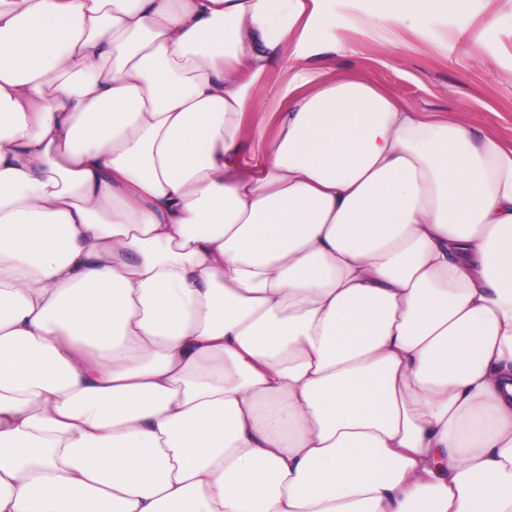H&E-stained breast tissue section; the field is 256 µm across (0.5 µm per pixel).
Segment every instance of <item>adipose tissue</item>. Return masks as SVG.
Wrapping results in <instances>:
<instances>
[{
	"label": "adipose tissue",
	"instance_id": "obj_1",
	"mask_svg": "<svg viewBox=\"0 0 512 512\" xmlns=\"http://www.w3.org/2000/svg\"><path fill=\"white\" fill-rule=\"evenodd\" d=\"M321 2L0 0V512H512V144ZM282 74L273 70L261 85L259 92L251 99L250 108L257 118L267 116L268 112H274L279 106L278 85Z\"/></svg>",
	"mask_w": 512,
	"mask_h": 512
}]
</instances>
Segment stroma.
Listing matches in <instances>:
<instances>
[{
  "label": "stroma",
  "instance_id": "obj_1",
  "mask_svg": "<svg viewBox=\"0 0 512 512\" xmlns=\"http://www.w3.org/2000/svg\"><path fill=\"white\" fill-rule=\"evenodd\" d=\"M337 37L332 55L310 64L363 73L418 107L512 142V0H471L467 12L440 10L408 27L377 18L375 0H324Z\"/></svg>",
  "mask_w": 512,
  "mask_h": 512
}]
</instances>
